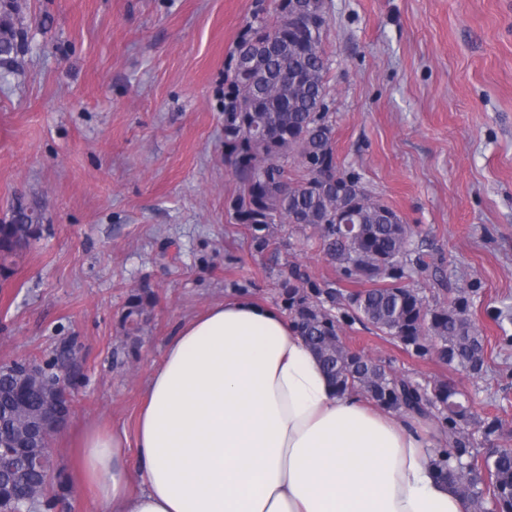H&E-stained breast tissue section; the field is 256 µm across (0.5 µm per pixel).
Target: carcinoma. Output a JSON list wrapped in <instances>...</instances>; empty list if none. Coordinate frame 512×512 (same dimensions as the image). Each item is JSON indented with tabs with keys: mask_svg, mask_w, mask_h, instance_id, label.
<instances>
[{
	"mask_svg": "<svg viewBox=\"0 0 512 512\" xmlns=\"http://www.w3.org/2000/svg\"><path fill=\"white\" fill-rule=\"evenodd\" d=\"M17 0L0 12V60L6 62L21 44L9 17ZM275 47L252 79L233 73L224 77V149L238 184L230 208L248 226L259 250L268 246L274 224H293L318 234L326 256L340 275L369 288L349 296L361 316L406 349L460 368L473 376L486 371L484 339L471 319L470 299L461 290L446 307L429 308L419 289L411 286V271L425 266L414 255V229L376 199L360 177L341 171L333 147L334 128L327 112L328 59L323 39L302 41L280 29V19L257 27L248 25L236 51L269 40ZM299 161L306 175L289 178L288 160ZM42 224L34 209L17 203L10 221L0 224V272L12 271L15 258L39 237ZM281 300L299 335L318 357L342 394L355 393L381 408L416 418L436 417L448 426L446 448L430 458L437 477L465 496L470 512H512V448L491 457L474 451L468 428L486 436L499 431L498 417L480 419L469 398L444 381L424 385L396 377L380 361L349 349L339 320L325 307L336 301V290L309 286L291 271L281 288ZM151 304L147 293L131 295L122 328L138 341L139 318ZM8 364L0 368V413L10 412L9 430L0 435V462L20 472L16 482L0 480V512H26L36 507L53 512L61 505L50 492L52 459L42 448H22L31 422L44 412L47 388L26 381ZM491 472L490 483L474 481L479 461Z\"/></svg>",
	"mask_w": 512,
	"mask_h": 512,
	"instance_id": "1",
	"label": "carcinoma"
}]
</instances>
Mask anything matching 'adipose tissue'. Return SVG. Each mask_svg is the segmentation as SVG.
Here are the masks:
<instances>
[{
	"instance_id": "adipose-tissue-1",
	"label": "adipose tissue",
	"mask_w": 512,
	"mask_h": 512,
	"mask_svg": "<svg viewBox=\"0 0 512 512\" xmlns=\"http://www.w3.org/2000/svg\"><path fill=\"white\" fill-rule=\"evenodd\" d=\"M145 395L134 433L81 440L95 512H466L429 435L339 394L285 314L252 298L183 322Z\"/></svg>"
}]
</instances>
